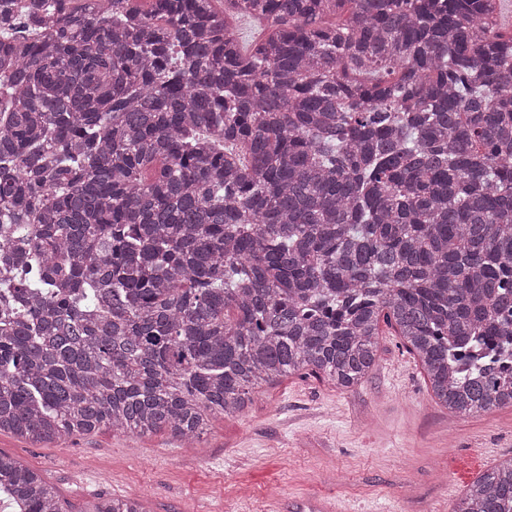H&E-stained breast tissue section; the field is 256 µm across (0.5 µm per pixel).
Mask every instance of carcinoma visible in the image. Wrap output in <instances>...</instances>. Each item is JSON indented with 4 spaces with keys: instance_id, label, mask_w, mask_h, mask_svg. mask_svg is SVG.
I'll return each instance as SVG.
<instances>
[{
    "instance_id": "1",
    "label": "carcinoma",
    "mask_w": 512,
    "mask_h": 512,
    "mask_svg": "<svg viewBox=\"0 0 512 512\" xmlns=\"http://www.w3.org/2000/svg\"><path fill=\"white\" fill-rule=\"evenodd\" d=\"M504 4L0 0V432L195 442L358 385L382 323L448 412L511 407ZM0 491L61 512L2 453ZM452 512H512V457Z\"/></svg>"
}]
</instances>
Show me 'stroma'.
<instances>
[{
  "mask_svg": "<svg viewBox=\"0 0 512 512\" xmlns=\"http://www.w3.org/2000/svg\"><path fill=\"white\" fill-rule=\"evenodd\" d=\"M0 452L37 472L64 512H86L100 497H141L149 512H295L309 497L333 499L341 512H452L512 456V408L449 413L387 328L361 385L280 378L192 445L103 428L55 444L1 433Z\"/></svg>",
  "mask_w": 512,
  "mask_h": 512,
  "instance_id": "35a3bbf8",
  "label": "stroma"
}]
</instances>
